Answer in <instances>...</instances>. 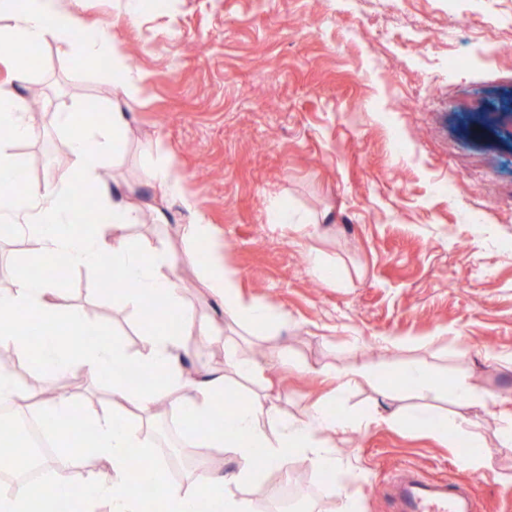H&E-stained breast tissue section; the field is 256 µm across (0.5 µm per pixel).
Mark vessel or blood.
I'll list each match as a JSON object with an SVG mask.
<instances>
[{"instance_id": "1", "label": "vessel or blood", "mask_w": 512, "mask_h": 512, "mask_svg": "<svg viewBox=\"0 0 512 512\" xmlns=\"http://www.w3.org/2000/svg\"><path fill=\"white\" fill-rule=\"evenodd\" d=\"M397 512H479L476 496L461 483L429 482L407 473L394 484Z\"/></svg>"}]
</instances>
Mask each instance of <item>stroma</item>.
<instances>
[{
    "mask_svg": "<svg viewBox=\"0 0 512 512\" xmlns=\"http://www.w3.org/2000/svg\"><path fill=\"white\" fill-rule=\"evenodd\" d=\"M104 26L141 80L124 111L132 122L107 174L133 188L143 221L131 242L185 250L179 207L154 221L159 201L144 186L150 156L169 159L215 229L182 270L190 367L220 370L224 346L260 363L275 402L304 419L320 401L350 422L336 434L338 467L323 480L303 453L286 470L308 485L305 512H341V486L357 488V512H395L389 486L411 469L471 487L482 512H512V449L499 447L496 417L463 413L492 454L464 460L469 439L387 420L423 405L455 409L454 383L512 399V370L484 360L512 355V0H153L137 20L125 0H66ZM74 51L44 45L23 90L38 110L30 138L10 143L18 190L70 165L56 114L73 101L98 121L112 98L109 71L75 65ZM287 224L271 219L274 206ZM335 278L314 272L313 257ZM219 262L242 297L265 306L262 323L227 319L200 275ZM65 286L89 323L86 341L118 342L129 357L146 341L136 311L113 299L101 269L71 270ZM224 333L210 335L211 324ZM429 364L442 381L429 394L404 385L403 364ZM367 363L381 386L336 392V379ZM20 387H69L80 408L99 386L32 373ZM155 453L187 478L195 461L224 470L228 448H197L177 420Z\"/></svg>",
    "mask_w": 512,
    "mask_h": 512,
    "instance_id": "obj_1",
    "label": "stroma"
}]
</instances>
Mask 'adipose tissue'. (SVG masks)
<instances>
[{
    "label": "adipose tissue",
    "mask_w": 512,
    "mask_h": 512,
    "mask_svg": "<svg viewBox=\"0 0 512 512\" xmlns=\"http://www.w3.org/2000/svg\"><path fill=\"white\" fill-rule=\"evenodd\" d=\"M0 14L12 21L11 26L0 28V42L13 49L6 64L15 87L0 89V134L8 139H27L32 130L25 98L18 91L28 81L29 49L50 42L75 47L79 58L109 61L110 77L117 87L126 92L135 89L137 79L125 70L120 51L107 31L65 9L61 0H0ZM57 122L69 135L68 173L48 172L40 184L17 191V162L0 147V221L7 223L9 236L26 237L33 245V261L44 267L60 255L73 267L111 264L122 276L117 300L124 306L136 310L153 301L167 311L180 309L183 258L172 249L157 251L147 238L135 245L128 242L124 231L141 223V209L102 175L109 157L124 146L130 126L128 113L114 105L106 108L102 122L93 123L87 118L85 105L80 104L58 113ZM146 179L162 201L189 213L188 224L181 228L182 240H211V224L167 161L150 167ZM91 195L98 200L92 211L87 208ZM206 287L234 320L264 319V310L245 301L220 266L210 269ZM62 327L76 331L85 327L84 317L71 305L63 281L14 270L10 287L0 289V346L34 355L46 374L78 375L92 385L107 377L112 380L110 408L84 414L93 435L83 451L101 467L79 492L76 512H155L160 502L167 512H252L250 502L237 496V489L251 482L258 468L284 465L294 450L306 453L314 470L335 473L336 452L319 435L336 432L344 423L325 406H315L308 420H293L284 416L268 395L257 394L237 406L229 424L215 421L214 405L224 395L229 374L254 380L264 376L260 364L239 357L233 346L224 348L226 371L192 370L185 364L186 333L157 323L147 334L146 352L134 362L136 368L157 378L153 386L143 388L113 375V367L125 361L116 344L100 339L75 352L60 338L58 330ZM454 398L460 406L477 403L496 413L501 422L499 443L512 447V409L504 399L493 393L476 396L466 379L457 382ZM25 402L31 404L48 432H73L72 398L33 399L18 386L11 371L1 366L0 407H18ZM165 403L172 405L188 439L200 448L230 449L236 468L222 474L202 471L184 486L165 481L158 471L146 478L152 488L148 496L140 485L128 483L125 476L133 451L152 450L145 431L148 414Z\"/></svg>",
    "instance_id": "1"
}]
</instances>
